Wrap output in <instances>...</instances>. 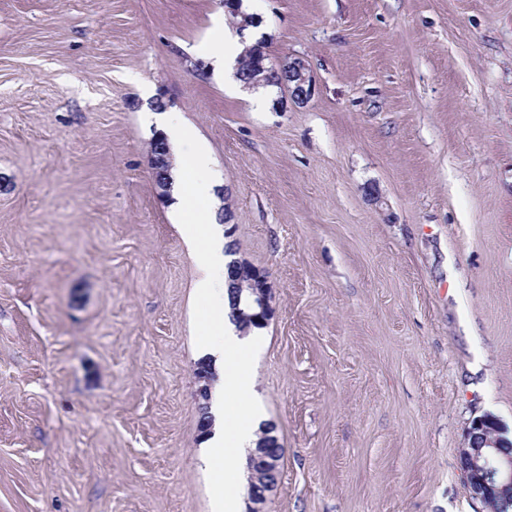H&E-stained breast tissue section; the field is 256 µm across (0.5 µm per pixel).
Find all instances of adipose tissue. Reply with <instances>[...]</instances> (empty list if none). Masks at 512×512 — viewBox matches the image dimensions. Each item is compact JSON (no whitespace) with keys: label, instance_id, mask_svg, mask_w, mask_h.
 Instances as JSON below:
<instances>
[{"label":"adipose tissue","instance_id":"ef3b65f1","mask_svg":"<svg viewBox=\"0 0 512 512\" xmlns=\"http://www.w3.org/2000/svg\"><path fill=\"white\" fill-rule=\"evenodd\" d=\"M255 28L237 34L226 30L221 18H213L211 35L195 48L209 63L214 78L233 69L242 43L254 42ZM158 132L179 166L170 168L168 182L175 200L174 218L181 238L193 256L198 276L193 284L196 299L206 315L199 328L200 357L220 374L208 401L211 428L203 439L201 460L212 468V512H240L239 492L248 483V457L255 449L267 421L261 404L253 397L254 358L263 336L241 335L230 318L224 231L218 214L206 207L214 195L212 152L196 129L174 112L154 117Z\"/></svg>","mask_w":512,"mask_h":512}]
</instances>
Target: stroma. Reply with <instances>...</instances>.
<instances>
[{"label":"stroma","mask_w":512,"mask_h":512,"mask_svg":"<svg viewBox=\"0 0 512 512\" xmlns=\"http://www.w3.org/2000/svg\"><path fill=\"white\" fill-rule=\"evenodd\" d=\"M249 4L307 104L212 79L221 0H0V512H211L143 82L270 273L265 512H481L457 456L483 414L512 432V0ZM282 75L280 87L288 91L295 104L303 105L315 94V83L306 61L299 56H288L276 68Z\"/></svg>","instance_id":"35a3bbf8"}]
</instances>
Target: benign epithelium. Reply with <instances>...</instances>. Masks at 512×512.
Instances as JSON below:
<instances>
[{
    "label": "benign epithelium",
    "instance_id": "benign-epithelium-1",
    "mask_svg": "<svg viewBox=\"0 0 512 512\" xmlns=\"http://www.w3.org/2000/svg\"><path fill=\"white\" fill-rule=\"evenodd\" d=\"M280 87L288 91L294 103L303 105L315 94V83L306 61L289 56L278 67ZM241 275L235 280L245 308L238 309L245 320L266 324L273 316L269 272L255 265L235 260ZM504 428L496 417L484 414L473 420L459 450L458 468L471 498L491 512H512V439L503 436ZM277 447L274 427L265 428L261 441L250 456V467L279 472V460L270 449ZM272 486L254 484L250 489V512H265L264 506Z\"/></svg>",
    "mask_w": 512,
    "mask_h": 512
}]
</instances>
